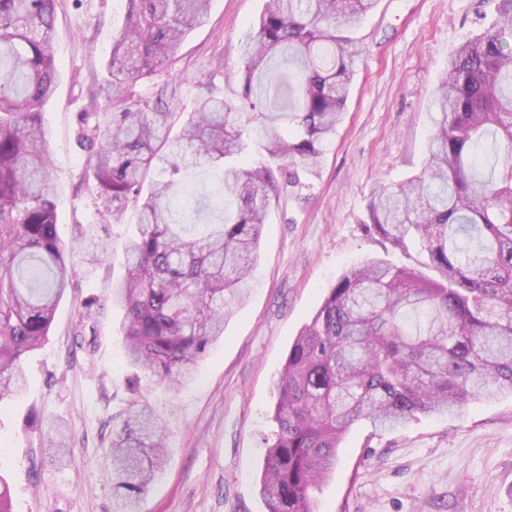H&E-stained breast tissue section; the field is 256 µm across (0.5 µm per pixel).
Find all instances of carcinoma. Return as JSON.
Listing matches in <instances>:
<instances>
[{"label":"carcinoma","mask_w":512,"mask_h":512,"mask_svg":"<svg viewBox=\"0 0 512 512\" xmlns=\"http://www.w3.org/2000/svg\"><path fill=\"white\" fill-rule=\"evenodd\" d=\"M126 2L100 88L110 111L80 113L79 141L92 152L98 214L139 210L111 294L126 358L175 387L224 336L226 308L246 298L271 197L299 186L274 167L317 165L336 134L361 57L351 31L377 0H265L249 27L240 102L201 96L174 138L171 113L124 88L164 67L210 0ZM55 7L0 0V401L20 392L22 359L48 339L72 272L41 122L58 79ZM435 94L421 172L378 184L368 204L376 232L400 248L417 242L422 260L352 267L302 327L275 383L260 477L268 512H315L312 491L358 423L391 428L512 392V160L480 170L487 141L512 147V0H496L490 22L456 48ZM254 149L264 160L244 162ZM203 164L222 172L218 224L173 201L182 173ZM78 240L94 257L105 252L91 225ZM40 445L67 452L53 424ZM110 458L115 512H137L168 459L163 422L127 412Z\"/></svg>","instance_id":"carcinoma-1"}]
</instances>
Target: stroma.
Wrapping results in <instances>:
<instances>
[{
  "label": "stroma",
  "instance_id": "stroma-1",
  "mask_svg": "<svg viewBox=\"0 0 512 512\" xmlns=\"http://www.w3.org/2000/svg\"><path fill=\"white\" fill-rule=\"evenodd\" d=\"M264 0H211L166 67L130 83L134 98L162 101L180 129L206 91L238 101L247 27ZM488 0H377L354 35L363 61L342 123L320 163L300 171L295 193L273 199L247 300L232 306L224 337L192 381L170 388L138 376L124 356L123 311L108 305L125 275L135 207L101 220L85 173L90 153L78 115L100 112L112 41L126 0H57L59 78L43 108L57 233L75 275L50 335L22 362L23 393L0 403V474L13 512H113L112 419L145 405L164 421L169 458L141 512H268L257 478L273 429V382L288 350L343 273L368 259L415 265L420 248L392 247L370 231L377 183L398 184L424 163L434 89L454 49L482 29ZM104 223L107 254L90 263L75 227ZM103 301L76 344L88 297ZM71 440L59 460L39 444L37 422ZM317 512H512V394L471 399L447 417L419 414L392 430L362 423L345 436L336 467L313 493Z\"/></svg>",
  "mask_w": 512,
  "mask_h": 512
}]
</instances>
